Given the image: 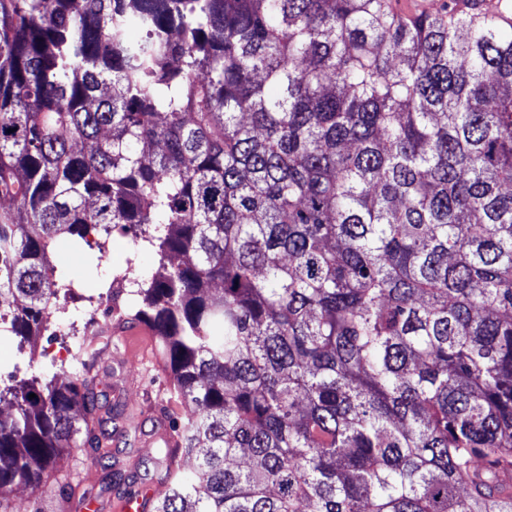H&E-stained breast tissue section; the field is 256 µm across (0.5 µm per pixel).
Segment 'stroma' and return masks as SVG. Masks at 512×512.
I'll return each mask as SVG.
<instances>
[{"mask_svg": "<svg viewBox=\"0 0 512 512\" xmlns=\"http://www.w3.org/2000/svg\"><path fill=\"white\" fill-rule=\"evenodd\" d=\"M106 253L97 246H84L86 262L69 254L55 257V264L67 270L75 281V295L58 301L48 318L49 327L34 338L31 351L19 353L14 337L0 336V378L42 370L64 359L67 349H76L91 365L96 391L111 406L113 414L132 417L137 427L134 456H127L120 433L112 435V455L116 469L133 465L151 468L161 445L160 431L172 420H183L187 408L178 398L161 344L156 336L134 317L135 302L122 301L120 309L107 306L106 281L114 273L135 263L138 270L152 273L158 268L155 252L135 251L128 235L113 230ZM101 468L94 464L85 448H73L57 462L43 494L30 490L14 491L12 512H55L62 507L61 489L72 486L75 495H86L87 504L75 512H112L116 496L113 487L102 480Z\"/></svg>", "mask_w": 512, "mask_h": 512, "instance_id": "obj_1", "label": "stroma"}]
</instances>
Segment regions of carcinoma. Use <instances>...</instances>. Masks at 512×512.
Here are the masks:
<instances>
[{"label": "carcinoma", "mask_w": 512, "mask_h": 512, "mask_svg": "<svg viewBox=\"0 0 512 512\" xmlns=\"http://www.w3.org/2000/svg\"><path fill=\"white\" fill-rule=\"evenodd\" d=\"M3 199L22 343L63 248L159 257L129 284L192 410L152 512H512V0H0ZM57 377L0 384V512L82 431L112 468Z\"/></svg>", "instance_id": "1"}]
</instances>
